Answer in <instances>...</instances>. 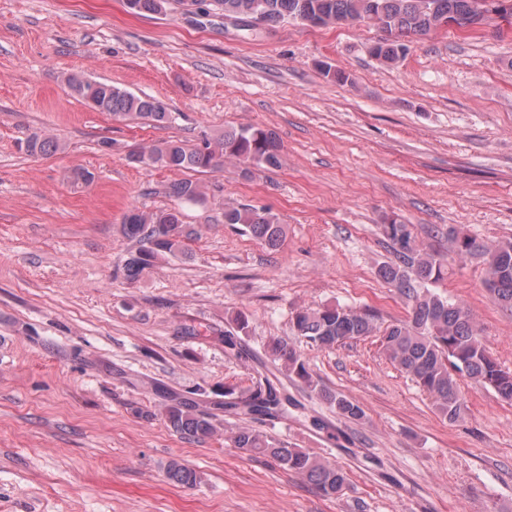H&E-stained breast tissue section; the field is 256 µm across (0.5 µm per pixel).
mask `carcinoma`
Instances as JSON below:
<instances>
[{
  "label": "carcinoma",
  "instance_id": "1",
  "mask_svg": "<svg viewBox=\"0 0 512 512\" xmlns=\"http://www.w3.org/2000/svg\"><path fill=\"white\" fill-rule=\"evenodd\" d=\"M127 4L136 13L158 14L166 9L168 0H127ZM210 5L226 17L259 19L268 27L285 21L309 27H341L352 22L376 25L386 37L373 44L370 56L388 65L406 56L409 47L404 38L426 37L438 30L437 23L442 19L458 17L470 31L491 20L490 12L481 11L480 0H210ZM62 82L71 94L115 120L166 127L179 116L159 97L136 95L106 81L68 74ZM24 148L30 156H48L62 150L63 145L55 137L34 132ZM132 158L150 166L199 174L234 162L248 176L255 170L279 167L281 144L273 131L247 126L216 135L205 133L197 143L159 140L132 154ZM170 193L182 200L198 201L206 196L207 186L197 179L183 178L170 185ZM224 223L242 226L243 231L271 248L277 247L284 236V225L271 211L234 201L224 204ZM120 231L136 246L122 269L131 281L159 262L184 254V239L189 236L181 212L175 208L146 211L134 207L123 215ZM383 235L395 260L382 266L379 276L397 288L409 307L407 319L383 331L381 343L388 359L432 396L437 412L451 423L461 420L465 409L457 382L459 375L512 401V371L488 353L469 308L429 289V285L443 279L445 259L419 244L407 224L395 220L385 224ZM454 241L458 254L484 259L483 287L495 303L512 311V239L490 248L466 236H456ZM291 320L296 336L324 349L369 336L376 330L371 314L342 306L301 307L292 313ZM247 327V319L236 314L224 331L225 346L237 347L239 334ZM271 352L274 359L283 362L288 375L317 392L336 413L351 420L363 418L364 411L358 404L318 386L305 361L288 342H274ZM288 404V394L266 377L244 391L224 389L227 416L244 414L274 420L288 414ZM164 415L168 426L186 438L200 439L215 432L213 415L200 410L193 400L169 397ZM229 440L248 454L272 458L327 497H338L347 488V474L341 467L299 448H290L249 425L233 429ZM166 474L180 485L193 486L198 481L197 472L178 461L168 464Z\"/></svg>",
  "mask_w": 512,
  "mask_h": 512
}]
</instances>
